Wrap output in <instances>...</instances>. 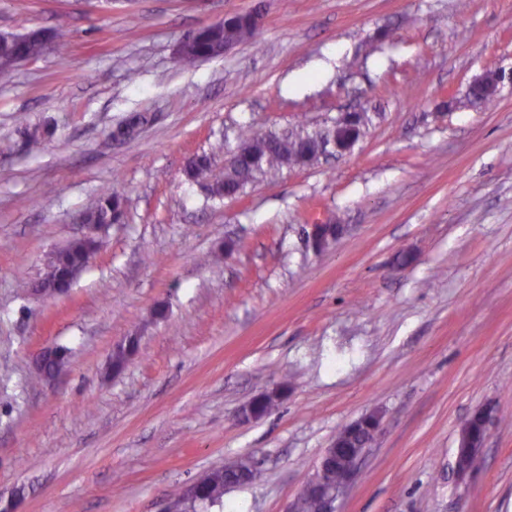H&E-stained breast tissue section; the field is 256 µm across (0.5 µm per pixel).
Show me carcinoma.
<instances>
[{
	"instance_id": "carcinoma-1",
	"label": "carcinoma",
	"mask_w": 512,
	"mask_h": 512,
	"mask_svg": "<svg viewBox=\"0 0 512 512\" xmlns=\"http://www.w3.org/2000/svg\"><path fill=\"white\" fill-rule=\"evenodd\" d=\"M245 30L247 27L235 14L224 17V21L220 23L203 27L179 51V62L185 67H191L197 61L210 57L214 48L224 43V39L248 38ZM46 48L47 41L37 31L1 39L0 81H10L17 60L36 59ZM365 124L366 117L359 114L356 120L348 125L334 130L325 127L318 130V133L327 137H336L349 149L358 141ZM314 136L313 132L285 137L274 134L254 136L243 132L240 134V143L236 147L238 155L229 166L224 168L223 174L215 175L212 163V155L224 151L222 143L216 144L210 154L194 156L187 164L185 174L191 181L205 183L209 197L212 199L238 197L244 193L249 184L259 178L284 167L297 166L313 158L311 142ZM124 208V200L107 191L81 214L80 222L94 227L118 224L123 218ZM97 248L96 239L89 236L69 243L49 255L47 275L55 279L60 287L69 288L74 271L86 268ZM286 391H288V382L284 380L279 384L277 393L274 395H261L254 398L251 402L252 410L261 414L274 412L278 408L279 399ZM375 423L376 417L370 416L355 424H347L337 432L335 442L345 449L364 448L370 429ZM480 432V422L471 416L460 427L459 442L475 439ZM256 475L257 470L253 468L249 459L239 460L234 469L221 463L204 474L205 480L197 485L195 497H186V491L181 489L175 494V498L181 502L183 512H199L203 507H212L223 502L224 491L228 486L244 484L242 481L244 476L250 483Z\"/></svg>"
}]
</instances>
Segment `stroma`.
<instances>
[{
	"mask_svg": "<svg viewBox=\"0 0 512 512\" xmlns=\"http://www.w3.org/2000/svg\"><path fill=\"white\" fill-rule=\"evenodd\" d=\"M254 7V36L179 63L188 32ZM57 29L68 54L0 83V501L160 512L249 456L260 479L209 512H285L337 430L377 410L339 512H512V0H0V33ZM489 70L494 105L468 102ZM348 112L370 117L349 151L237 199L184 175L240 130ZM29 126L52 131L36 153ZM107 187L122 222L69 291L34 294ZM314 222L343 227L318 254L301 232ZM230 239L222 269L201 263ZM51 344L68 364L32 383ZM284 377L278 409L241 422ZM485 407L482 459L457 480L460 425Z\"/></svg>",
	"mask_w": 512,
	"mask_h": 512,
	"instance_id": "1",
	"label": "stroma"
}]
</instances>
